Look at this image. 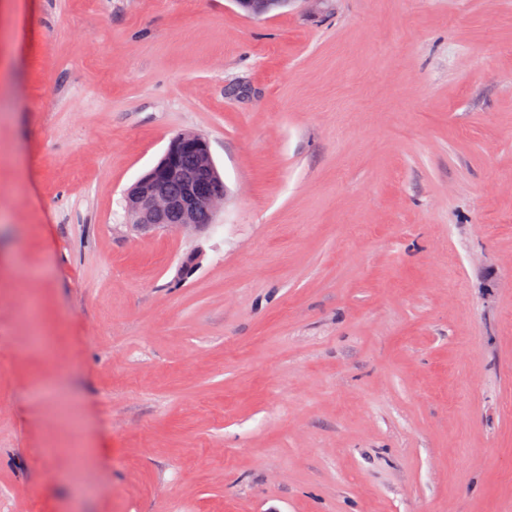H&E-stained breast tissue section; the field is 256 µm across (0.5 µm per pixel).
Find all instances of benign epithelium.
I'll return each mask as SVG.
<instances>
[{
    "instance_id": "1",
    "label": "benign epithelium",
    "mask_w": 512,
    "mask_h": 512,
    "mask_svg": "<svg viewBox=\"0 0 512 512\" xmlns=\"http://www.w3.org/2000/svg\"><path fill=\"white\" fill-rule=\"evenodd\" d=\"M249 17L259 18L290 0H234ZM192 157L188 166L184 159ZM226 187L210 151L209 142L198 133L174 136L159 161L143 174L127 194L131 227L138 233H193L209 229ZM202 252L195 250L181 262L178 275L191 276Z\"/></svg>"
}]
</instances>
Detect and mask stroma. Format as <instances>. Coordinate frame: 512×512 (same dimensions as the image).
<instances>
[{"label":"stroma","mask_w":512,"mask_h":512,"mask_svg":"<svg viewBox=\"0 0 512 512\" xmlns=\"http://www.w3.org/2000/svg\"><path fill=\"white\" fill-rule=\"evenodd\" d=\"M0 512H512V0H0ZM247 16L259 18L269 13L272 9L287 6L294 0H233ZM191 157L195 164L188 166L193 164ZM225 195L207 139L198 133H180L130 188L127 212L138 233L202 232L213 224L216 206Z\"/></svg>","instance_id":"1"}]
</instances>
